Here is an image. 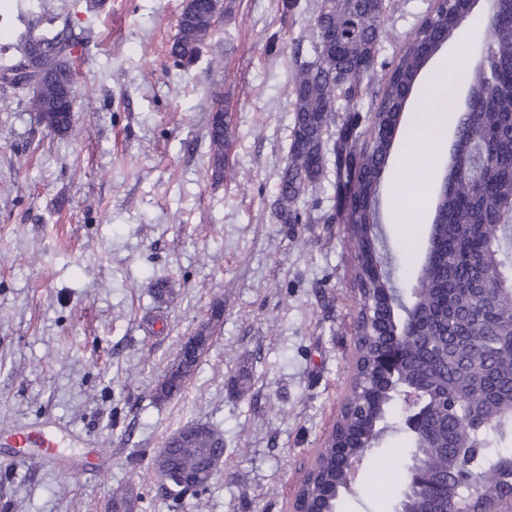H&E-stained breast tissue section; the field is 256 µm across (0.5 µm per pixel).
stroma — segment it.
<instances>
[{
	"mask_svg": "<svg viewBox=\"0 0 512 512\" xmlns=\"http://www.w3.org/2000/svg\"><path fill=\"white\" fill-rule=\"evenodd\" d=\"M42 33L78 40L72 131L43 127L25 94H0V417L50 423L64 461L15 462L0 431V512H290L348 394L359 297L348 227L326 224L329 180L287 228L275 186L294 124V52L312 59L317 0H232L190 68L169 55L184 0H34ZM433 0H392L378 64H387ZM479 0L439 59L477 58L487 40ZM27 19L0 0V62L18 60ZM227 114L231 150L212 177L207 130ZM431 179L385 176L382 232L391 254L423 255ZM210 345L184 391L155 386L201 326ZM251 376L236 385L239 373ZM191 422L224 432V468L179 502L154 459ZM384 445L361 463L341 512H391L409 465L408 431L387 420Z\"/></svg>",
	"mask_w": 512,
	"mask_h": 512,
	"instance_id": "35a3bbf8",
	"label": "stroma"
}]
</instances>
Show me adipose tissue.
I'll use <instances>...</instances> for the list:
<instances>
[{
	"label": "adipose tissue",
	"instance_id": "adipose-tissue-1",
	"mask_svg": "<svg viewBox=\"0 0 512 512\" xmlns=\"http://www.w3.org/2000/svg\"><path fill=\"white\" fill-rule=\"evenodd\" d=\"M463 67L460 59L452 57L441 62L432 73L427 89L429 109L418 115L409 156L433 158L439 153L452 118L448 101L453 96Z\"/></svg>",
	"mask_w": 512,
	"mask_h": 512
}]
</instances>
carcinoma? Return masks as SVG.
Returning <instances> with one entry per match:
<instances>
[{"label": "carcinoma", "mask_w": 512, "mask_h": 512, "mask_svg": "<svg viewBox=\"0 0 512 512\" xmlns=\"http://www.w3.org/2000/svg\"><path fill=\"white\" fill-rule=\"evenodd\" d=\"M218 5L219 0H192L180 13L170 47L175 62L187 66L197 58L216 30ZM387 8L388 0H318L314 57L295 60L294 128L288 165L277 184L279 218L283 224L301 223L300 197L333 168L334 195L350 198L346 214L335 216L350 227L354 288L362 300L379 299L387 290L399 305L415 306L417 354L407 380L440 396L427 421L431 436L426 446L417 450L410 441L396 452L409 457L416 452L424 467L446 473L455 446L476 444L489 469L482 474L474 467L465 474L458 465L453 480L459 485L468 476L480 481L478 498L462 502L477 508L512 483V399L507 396L512 391V0H488L486 44L461 75L468 94L446 168L448 191L436 196L430 232L438 251L419 263L406 300L387 268L388 248L378 230L383 181L395 145L388 130L407 136L410 128L400 113L407 112L422 71L470 16L467 0H446L428 12L377 82L375 61ZM39 24L32 19L23 36L22 57L51 61L40 72L39 103L41 111L55 112L51 131L64 134L72 127L76 104L67 61L74 39L66 32L37 34ZM0 89H25L17 65L0 68ZM366 97L370 118L363 133L357 104ZM341 109L348 115L333 131L335 112ZM208 138L213 177L219 179L230 147L228 127L211 123ZM489 278L505 287L484 306L472 289ZM356 349L353 377L366 389L359 396L347 395L312 470L302 477L297 495L306 500L318 499L337 480L343 450L372 430L375 407L389 413L402 408L381 382L379 340L362 312ZM203 354L201 345L188 338L178 365L167 370L154 397L180 394ZM445 394L459 404L447 409L441 399ZM474 414L481 417V426L471 430ZM165 454L169 470L197 476L199 490L211 481L210 460L224 454V432L208 424L187 425L183 437L166 443Z\"/></svg>", "instance_id": "carcinoma-1"}]
</instances>
